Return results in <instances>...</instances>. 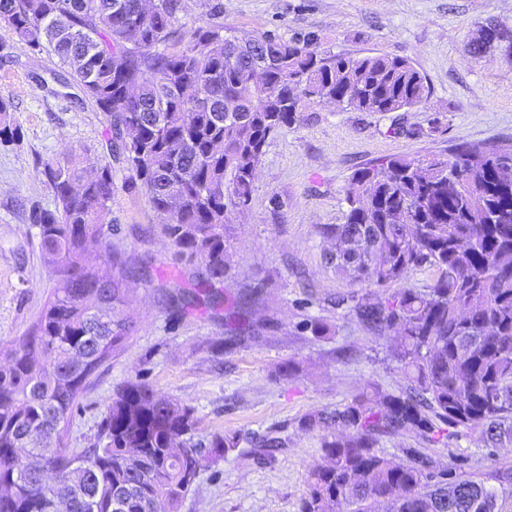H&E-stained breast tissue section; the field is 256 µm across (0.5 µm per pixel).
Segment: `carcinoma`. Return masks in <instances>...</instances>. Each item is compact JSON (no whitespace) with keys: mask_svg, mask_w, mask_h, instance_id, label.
<instances>
[{"mask_svg":"<svg viewBox=\"0 0 512 512\" xmlns=\"http://www.w3.org/2000/svg\"><path fill=\"white\" fill-rule=\"evenodd\" d=\"M183 0H0V27L45 51L103 113L108 155L48 158L42 173L55 210L33 214L56 286L26 336L0 349V512H178L205 457L239 439L196 438L194 411L131 381L112 397L96 441L78 454L66 436L73 408L130 336L126 282L143 267L112 252L108 203L113 157L168 216L163 231L187 265L204 267L192 294L171 301L218 312L227 269V215L250 200L269 138L325 98L359 112H400L431 90L406 58L321 51L317 38L261 37L241 47L209 5L204 24L176 28ZM512 53V28L480 26L469 52ZM265 68L262 84L247 72ZM0 101V142L13 136ZM344 223L324 229L323 255L365 292L339 294L366 329L389 337L408 387L362 391L299 420L321 433L328 463L309 471L299 512H507L512 466L456 474L417 450L396 461L382 437L413 434L442 444L446 428L483 447H512V152L469 145L427 160L395 156L362 168L347 192ZM101 250V271L87 261ZM422 268L429 286L402 288ZM260 293L234 298L231 347L252 331ZM37 460L55 471L46 484Z\"/></svg>","mask_w":512,"mask_h":512,"instance_id":"cac0c4a2","label":"carcinoma"}]
</instances>
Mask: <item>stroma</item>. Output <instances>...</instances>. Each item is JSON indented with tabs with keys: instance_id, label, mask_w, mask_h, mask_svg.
Instances as JSON below:
<instances>
[{
	"instance_id": "obj_1",
	"label": "stroma",
	"mask_w": 512,
	"mask_h": 512,
	"mask_svg": "<svg viewBox=\"0 0 512 512\" xmlns=\"http://www.w3.org/2000/svg\"><path fill=\"white\" fill-rule=\"evenodd\" d=\"M222 20L244 39L315 35L319 49L408 58L431 88L427 103L408 112H358L313 105L272 136L257 167L252 196L227 223L224 294L257 287L250 339L230 350L224 317L182 309L167 296L189 286L192 270L176 258L161 217L125 164L112 165V249L146 263L130 286L135 330L86 388L69 423L70 451L93 443L115 391L139 380L191 407L198 438L238 437L223 459L203 462L179 512H299L310 469L323 451L318 434L299 420L349 402L365 389L400 391L406 382L387 357V339L333 305L351 283L323 262L321 229L343 223L354 172L399 155L427 159L456 144L512 147V55L472 56L467 44L494 20L512 27V0H221ZM0 100L12 107L16 134L0 143V345L29 331L55 286L43 263L34 212L55 207L41 172L45 158L102 154L108 123L60 83L55 57L31 50L0 30ZM331 325L316 339L303 325ZM297 360L296 372L280 373ZM276 430L284 448L257 462L249 439ZM394 459L416 448L456 472L489 464L488 451L468 433L434 445L385 438Z\"/></svg>"
}]
</instances>
